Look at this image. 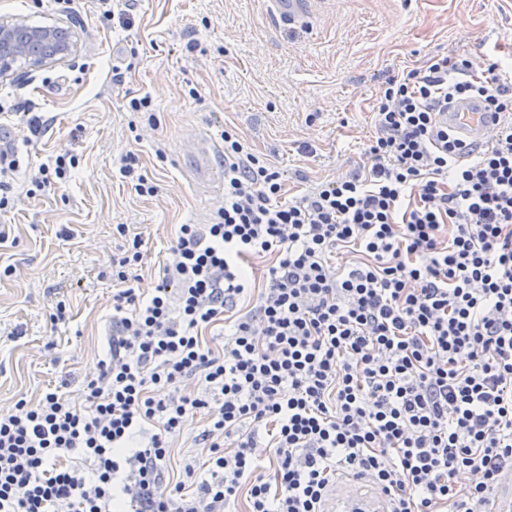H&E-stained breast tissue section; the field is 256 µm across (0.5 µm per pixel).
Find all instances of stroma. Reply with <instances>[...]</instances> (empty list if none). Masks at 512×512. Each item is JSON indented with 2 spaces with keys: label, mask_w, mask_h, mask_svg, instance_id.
<instances>
[{
  "label": "stroma",
  "mask_w": 512,
  "mask_h": 512,
  "mask_svg": "<svg viewBox=\"0 0 512 512\" xmlns=\"http://www.w3.org/2000/svg\"><path fill=\"white\" fill-rule=\"evenodd\" d=\"M273 0H0V17L67 27V62L0 79V101L35 105L39 134L10 117L19 140L9 212L15 247L0 252V413L69 378L80 387L108 352L112 262L141 234L137 288H154L180 225L211 223L223 193L194 184L191 146L233 129L248 151L284 171L287 199L367 164L374 105L392 79L429 59L469 58L512 75V0H314L303 25L277 22ZM150 96L149 126L131 98ZM312 144V153L302 150ZM76 159L68 181L28 196V175L56 155ZM157 187L141 196L120 168L127 154ZM65 301L66 322L49 314ZM195 415L171 442L168 472L201 466L209 451Z\"/></svg>",
  "instance_id": "stroma-1"
}]
</instances>
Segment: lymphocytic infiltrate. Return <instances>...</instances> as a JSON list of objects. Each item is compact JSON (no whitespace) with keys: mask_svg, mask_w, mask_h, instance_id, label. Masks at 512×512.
Wrapping results in <instances>:
<instances>
[{"mask_svg":"<svg viewBox=\"0 0 512 512\" xmlns=\"http://www.w3.org/2000/svg\"><path fill=\"white\" fill-rule=\"evenodd\" d=\"M452 96L505 118L464 163L437 120ZM376 123L370 166L291 201L224 131L223 208L180 226L148 294L128 284L133 236L97 375L0 414V512H228L242 494L248 512H323L340 473L392 512L487 506L512 471V84L433 58L389 81ZM264 257L267 285L237 312ZM231 312L223 348L207 344ZM201 412L205 471L166 481L171 439Z\"/></svg>","mask_w":512,"mask_h":512,"instance_id":"f902f5d3","label":"lymphocytic infiltrate"}]
</instances>
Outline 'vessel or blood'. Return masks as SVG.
Segmentation results:
<instances>
[{
	"label": "vessel or blood",
	"mask_w": 512,
	"mask_h": 512,
	"mask_svg": "<svg viewBox=\"0 0 512 512\" xmlns=\"http://www.w3.org/2000/svg\"><path fill=\"white\" fill-rule=\"evenodd\" d=\"M440 120L458 142V160H466L472 144L487 143L493 131L501 123V116L490 111L484 100L478 97L461 96L453 98L447 109L440 114ZM336 512H388L387 501L380 496H346L335 502Z\"/></svg>",
	"instance_id": "1"
}]
</instances>
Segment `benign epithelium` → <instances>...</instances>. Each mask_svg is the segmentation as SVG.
I'll return each instance as SVG.
<instances>
[{
    "label": "benign epithelium",
    "mask_w": 512,
    "mask_h": 512,
    "mask_svg": "<svg viewBox=\"0 0 512 512\" xmlns=\"http://www.w3.org/2000/svg\"><path fill=\"white\" fill-rule=\"evenodd\" d=\"M75 44L70 31L60 26H35L24 18H0V77L17 66L40 69L68 60Z\"/></svg>",
    "instance_id": "benign-epithelium-1"
}]
</instances>
